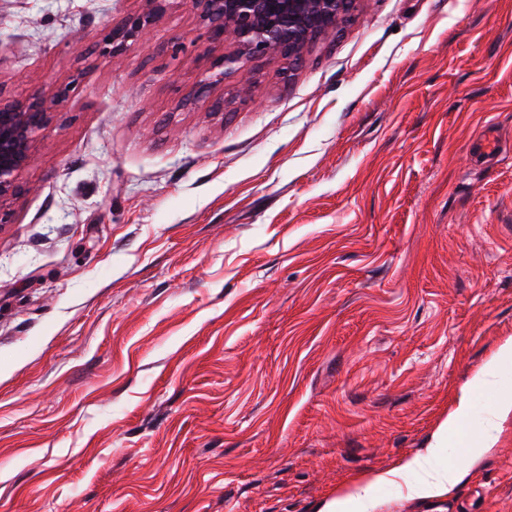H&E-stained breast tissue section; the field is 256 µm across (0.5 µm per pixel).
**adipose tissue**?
<instances>
[{"mask_svg":"<svg viewBox=\"0 0 512 512\" xmlns=\"http://www.w3.org/2000/svg\"><path fill=\"white\" fill-rule=\"evenodd\" d=\"M512 368V338L506 339L492 358L477 372L472 379L473 386L485 389L491 393V404L488 412L489 422H496L501 415L512 412V390L504 391L497 387L496 378L501 372ZM470 415V400L468 395H461L455 407L438 427L433 442L425 453L411 456L393 470L379 475L378 479L365 480L354 484L344 496L329 502L327 512H344L348 503H361L369 499L375 483H393L406 481L409 474H419L418 482L408 483V493L416 498H426L437 495L447 487L453 486L461 477L456 466L438 467L436 460L440 448L445 447L450 435L457 433Z\"/></svg>","mask_w":512,"mask_h":512,"instance_id":"adipose-tissue-1","label":"adipose tissue"}]
</instances>
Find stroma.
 <instances>
[{"instance_id": "obj_1", "label": "stroma", "mask_w": 512, "mask_h": 512, "mask_svg": "<svg viewBox=\"0 0 512 512\" xmlns=\"http://www.w3.org/2000/svg\"><path fill=\"white\" fill-rule=\"evenodd\" d=\"M144 7L0 0V100L70 88L0 223V512H325L512 337V0H357L204 92L195 0L102 53ZM493 435L367 512H512Z\"/></svg>"}]
</instances>
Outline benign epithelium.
<instances>
[{"label":"benign epithelium","instance_id":"1","mask_svg":"<svg viewBox=\"0 0 512 512\" xmlns=\"http://www.w3.org/2000/svg\"><path fill=\"white\" fill-rule=\"evenodd\" d=\"M148 10L129 16L105 37V51L113 53L141 33L169 8L170 0H146ZM211 36L230 33L238 46L234 55L213 63L208 82H220L239 68L245 57L279 52L302 62L306 45L342 23L348 0H199ZM47 123L43 98L33 95L22 102L0 104V221L18 192V178L31 160L32 145Z\"/></svg>","mask_w":512,"mask_h":512}]
</instances>
